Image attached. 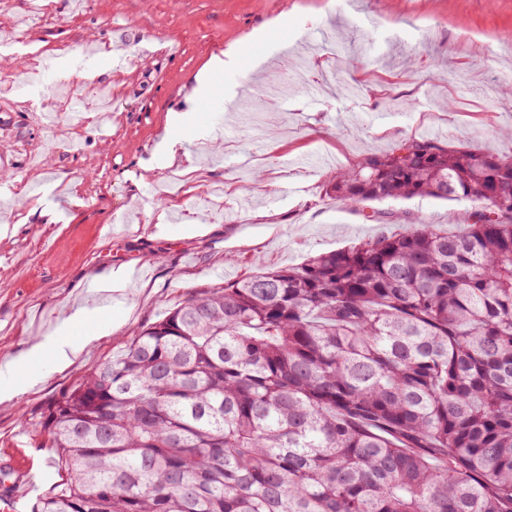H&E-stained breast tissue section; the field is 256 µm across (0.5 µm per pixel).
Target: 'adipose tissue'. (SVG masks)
Instances as JSON below:
<instances>
[{
    "mask_svg": "<svg viewBox=\"0 0 512 512\" xmlns=\"http://www.w3.org/2000/svg\"><path fill=\"white\" fill-rule=\"evenodd\" d=\"M131 279L126 270L120 269L104 278L95 279L93 291L96 295V303L92 306H82L68 320L58 326L57 336L52 342H38L31 348L32 354L38 355L44 351H51L58 368H65L70 363V355L78 346L89 345L99 341L107 335L112 327L111 321L105 320L102 314L105 310V302L116 295L127 294ZM98 317V327L91 332H83L82 326L88 317Z\"/></svg>",
    "mask_w": 512,
    "mask_h": 512,
    "instance_id": "1",
    "label": "adipose tissue"
}]
</instances>
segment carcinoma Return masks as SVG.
I'll use <instances>...</instances> for the list:
<instances>
[{
    "mask_svg": "<svg viewBox=\"0 0 512 512\" xmlns=\"http://www.w3.org/2000/svg\"><path fill=\"white\" fill-rule=\"evenodd\" d=\"M323 192L475 206L190 294L47 405L32 512H512V157L410 137Z\"/></svg>",
    "mask_w": 512,
    "mask_h": 512,
    "instance_id": "carcinoma-1",
    "label": "carcinoma"
}]
</instances>
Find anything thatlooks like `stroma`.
I'll return each instance as SVG.
<instances>
[{
  "mask_svg": "<svg viewBox=\"0 0 512 512\" xmlns=\"http://www.w3.org/2000/svg\"><path fill=\"white\" fill-rule=\"evenodd\" d=\"M37 7L44 15L31 35L50 63L96 41L116 51L117 64H87L76 87L111 86L117 105L52 129L44 115L57 107L50 88L62 84L60 71L0 93L12 110L0 155L14 164L0 179V368L22 362L39 377L0 401V474L55 462L41 426L46 404L191 292L384 232L322 195L365 151L436 136L512 156V100L499 95L512 85V0H90L83 9L77 0H0L7 74L35 64L4 38ZM232 48L237 61L216 92L232 123L218 112L167 126L168 113L195 111L196 75ZM280 72L288 89L278 95L268 80ZM167 135L193 164L158 150ZM290 157L307 168L287 166ZM470 207L420 197L377 205L448 233L463 231ZM189 224L208 231L187 235ZM139 262L150 275L134 274L130 293L110 303L111 334L62 371L51 354L30 358L32 341L92 301L93 278Z\"/></svg>",
  "mask_w": 512,
  "mask_h": 512,
  "instance_id": "obj_1",
  "label": "stroma"
}]
</instances>
